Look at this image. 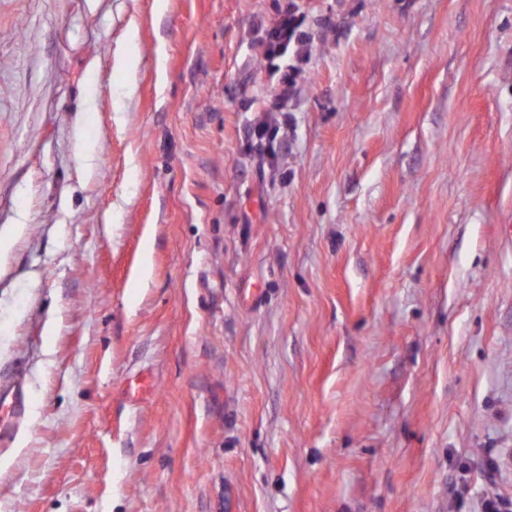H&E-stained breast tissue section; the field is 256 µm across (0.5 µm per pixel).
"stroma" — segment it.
Instances as JSON below:
<instances>
[{
	"label": "stroma",
	"instance_id": "stroma-1",
	"mask_svg": "<svg viewBox=\"0 0 512 512\" xmlns=\"http://www.w3.org/2000/svg\"><path fill=\"white\" fill-rule=\"evenodd\" d=\"M0 0V512L512 498V0ZM279 3L278 18L273 26L267 30L262 42V54L268 62L276 59L284 61L282 66H276L273 75L277 78L276 103L268 112L285 113V106L297 90L298 78L303 72L301 64L310 59V48L313 38L303 29L302 20L304 7L298 0H283Z\"/></svg>",
	"mask_w": 512,
	"mask_h": 512
}]
</instances>
